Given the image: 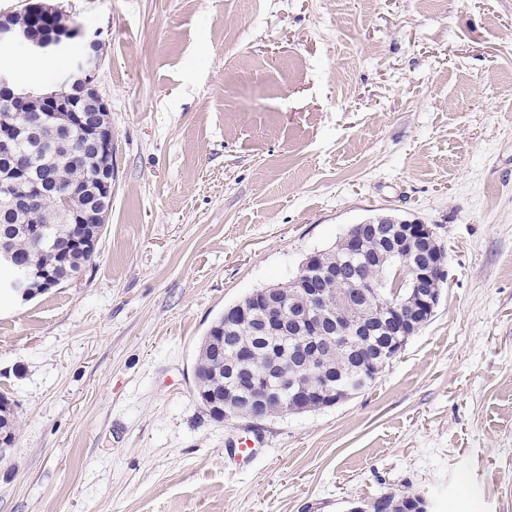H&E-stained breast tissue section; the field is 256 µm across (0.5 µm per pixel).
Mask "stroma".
I'll list each match as a JSON object with an SVG mask.
<instances>
[{
	"label": "stroma",
	"mask_w": 512,
	"mask_h": 512,
	"mask_svg": "<svg viewBox=\"0 0 512 512\" xmlns=\"http://www.w3.org/2000/svg\"><path fill=\"white\" fill-rule=\"evenodd\" d=\"M58 3L103 44L112 212L77 280L0 298V512H512V0ZM378 214L436 229L434 315L235 466L199 338ZM0 400H4L3 405L1 404L0 407V433H4V437L8 436V440L3 443L4 447H1L0 453H1V459L3 458L4 453L6 452L5 448H8L11 446L14 435H15V425H16V418L14 415V411L11 405L10 400L6 395H3L0 393ZM3 448V449H2Z\"/></svg>",
	"instance_id": "obj_1"
}]
</instances>
